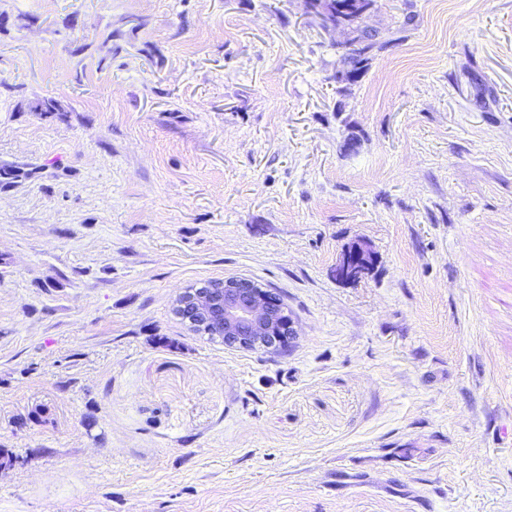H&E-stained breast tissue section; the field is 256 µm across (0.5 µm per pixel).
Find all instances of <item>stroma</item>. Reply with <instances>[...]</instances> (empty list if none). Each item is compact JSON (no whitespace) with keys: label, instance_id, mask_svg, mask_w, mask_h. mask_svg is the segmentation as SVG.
<instances>
[{"label":"stroma","instance_id":"obj_1","mask_svg":"<svg viewBox=\"0 0 512 512\" xmlns=\"http://www.w3.org/2000/svg\"><path fill=\"white\" fill-rule=\"evenodd\" d=\"M365 24L0 0V512H512V0ZM232 276L286 351L174 314ZM375 0H315L318 3V10L313 16L318 19L319 25L323 27L320 15L322 10L330 8L336 4V12L339 15L347 18V27L342 23L331 25L329 29L336 33L339 30L348 34V29L351 34L349 44L338 46L336 45L337 52L339 53L340 63L342 70L336 74V79L342 82L345 76L354 75L358 78L363 75L367 70L370 61L374 57V51L383 49L384 44L376 39V34L364 27V19L368 10L373 6ZM337 6L343 10H338ZM324 28V27H323ZM363 249V250H362ZM362 247H353L344 255L340 264L336 267L338 278L346 281L361 279L368 274L371 265V255Z\"/></svg>","mask_w":512,"mask_h":512}]
</instances>
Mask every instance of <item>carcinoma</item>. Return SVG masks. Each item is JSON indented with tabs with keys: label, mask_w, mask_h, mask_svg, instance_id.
I'll use <instances>...</instances> for the list:
<instances>
[{
	"label": "carcinoma",
	"mask_w": 512,
	"mask_h": 512,
	"mask_svg": "<svg viewBox=\"0 0 512 512\" xmlns=\"http://www.w3.org/2000/svg\"><path fill=\"white\" fill-rule=\"evenodd\" d=\"M318 10L315 18H320L322 10L336 4L340 6L338 14L347 18V27L351 34L350 43L337 47L342 70L336 74L337 80L346 76L356 78L367 70L374 52L383 49L384 44L376 39V35L364 27V19L368 10L373 6L374 0H315Z\"/></svg>",
	"instance_id": "1"
}]
</instances>
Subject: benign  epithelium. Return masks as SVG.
Wrapping results in <instances>:
<instances>
[{"label": "benign epithelium", "mask_w": 512, "mask_h": 512, "mask_svg": "<svg viewBox=\"0 0 512 512\" xmlns=\"http://www.w3.org/2000/svg\"><path fill=\"white\" fill-rule=\"evenodd\" d=\"M371 265V255L353 247L336 267V275L346 281L360 279ZM173 311L188 324L202 325L224 344L243 350L283 349L295 336L280 298L244 277L189 286L176 298Z\"/></svg>", "instance_id": "7a95c632"}]
</instances>
